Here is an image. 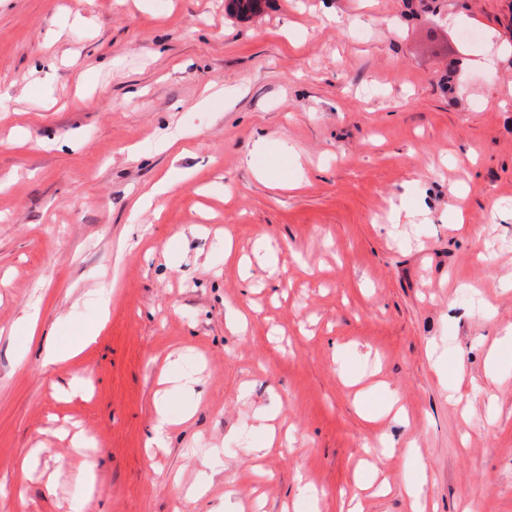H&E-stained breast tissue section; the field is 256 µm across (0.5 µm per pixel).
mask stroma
Masks as SVG:
<instances>
[{
    "label": "stroma",
    "mask_w": 512,
    "mask_h": 512,
    "mask_svg": "<svg viewBox=\"0 0 512 512\" xmlns=\"http://www.w3.org/2000/svg\"><path fill=\"white\" fill-rule=\"evenodd\" d=\"M226 5L0 0V512H71L78 433L90 512H512V0ZM166 365L192 415L151 450ZM103 322L104 320L100 319L95 325L84 330L78 339L66 345L62 346L55 341H47L42 348L44 366L54 365L79 355L99 336Z\"/></svg>",
    "instance_id": "obj_1"
}]
</instances>
